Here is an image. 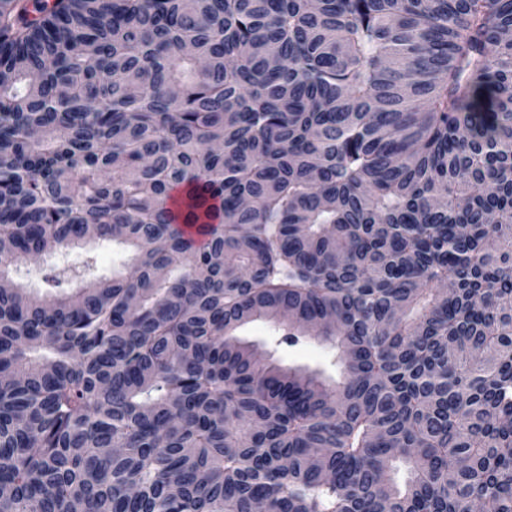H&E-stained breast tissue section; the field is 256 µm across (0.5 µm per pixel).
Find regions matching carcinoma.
I'll list each match as a JSON object with an SVG mask.
<instances>
[{"mask_svg": "<svg viewBox=\"0 0 512 512\" xmlns=\"http://www.w3.org/2000/svg\"><path fill=\"white\" fill-rule=\"evenodd\" d=\"M0 76V277L132 253L0 290V512H512V0H0ZM91 257V259H89ZM130 254L127 250L112 247V244L93 243L79 252H58L32 256L12 275L14 281L26 286L32 293L43 295L51 290L44 281V275L50 269L65 270L69 277L71 270H76L81 277H69L65 289L76 288L80 279L111 278L125 272ZM89 260V267L86 262ZM240 338L255 344L262 352L272 354V360L286 366H297L322 372L329 381L340 379V371L334 365L336 351L320 339L307 337L297 344H279L277 328L270 323L259 321L248 324L239 330Z\"/></svg>", "mask_w": 512, "mask_h": 512, "instance_id": "cac0c4a2", "label": "carcinoma"}]
</instances>
